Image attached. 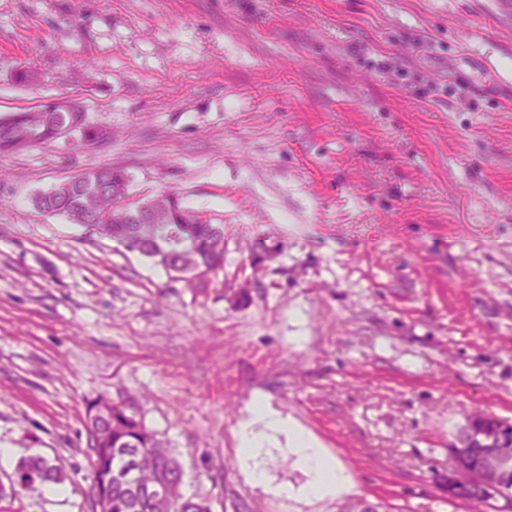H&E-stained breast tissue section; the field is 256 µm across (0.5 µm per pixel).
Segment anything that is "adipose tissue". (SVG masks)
I'll use <instances>...</instances> for the list:
<instances>
[{
	"mask_svg": "<svg viewBox=\"0 0 512 512\" xmlns=\"http://www.w3.org/2000/svg\"><path fill=\"white\" fill-rule=\"evenodd\" d=\"M257 415L264 421L268 429L287 435L291 450L298 463L307 468L312 475L309 484L310 493L322 495L335 491L339 477L333 459L325 456L314 442L288 420L274 415L262 407L258 408Z\"/></svg>",
	"mask_w": 512,
	"mask_h": 512,
	"instance_id": "1",
	"label": "adipose tissue"
}]
</instances>
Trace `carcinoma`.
<instances>
[{
  "label": "carcinoma",
  "mask_w": 512,
  "mask_h": 512,
  "mask_svg": "<svg viewBox=\"0 0 512 512\" xmlns=\"http://www.w3.org/2000/svg\"><path fill=\"white\" fill-rule=\"evenodd\" d=\"M74 132L84 142L112 139V127L90 124L79 104L72 111L48 102L33 109L0 114V154L47 144ZM130 177L119 167L101 165L31 197V205L47 215L63 216L83 226L88 235L109 240L127 252L153 261L167 274L182 273L196 284L224 266V227L201 218L190 223V209L172 196L162 224H127L117 229L112 217L127 191ZM84 427L93 472V512H212L209 498L183 492L184 472L161 434L147 427L135 406L125 399L107 404L98 396L87 402ZM66 474L41 456L20 459L15 485L21 489L61 485ZM490 486L470 491L448 486L440 502L472 512H512V465L485 475ZM336 512H404L379 498L344 497Z\"/></svg>",
  "instance_id": "cac0c4a2"
}]
</instances>
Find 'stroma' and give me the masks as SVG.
I'll return each mask as SVG.
<instances>
[{
    "label": "stroma",
    "instance_id": "35a3bbf8",
    "mask_svg": "<svg viewBox=\"0 0 512 512\" xmlns=\"http://www.w3.org/2000/svg\"><path fill=\"white\" fill-rule=\"evenodd\" d=\"M69 99L111 141L0 155V484L36 454L67 480L0 512H93L102 394L213 512H453V432L512 422V0H0V113ZM103 164L223 225V270L190 288L32 209ZM259 404L335 493L283 435L240 457ZM256 412L268 429L288 436L297 462L311 472L309 492L314 495L334 492L339 480L335 461L325 456L314 442L288 420L268 412L262 406H258ZM336 512H406L403 507L389 504L386 499L370 501L365 497H343L336 502Z\"/></svg>",
    "mask_w": 512,
    "mask_h": 512
}]
</instances>
